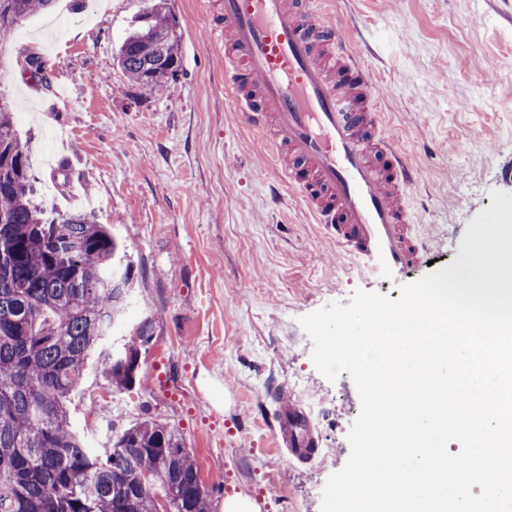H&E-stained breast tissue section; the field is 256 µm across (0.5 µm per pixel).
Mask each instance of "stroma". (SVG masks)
<instances>
[{"label":"stroma","mask_w":512,"mask_h":512,"mask_svg":"<svg viewBox=\"0 0 512 512\" xmlns=\"http://www.w3.org/2000/svg\"><path fill=\"white\" fill-rule=\"evenodd\" d=\"M145 0H56L0 45V85L46 216L90 213L134 265L125 327L143 316V387L119 391L89 364L68 402L72 426L101 447L112 423L152 417L196 456L210 512L249 496L260 512H320L328 477L350 456L360 411L349 374L327 380L300 317L356 291L396 299L450 264L491 193H512V0H328L381 89L378 107L423 181L406 200L431 236L428 260L393 277L336 256L289 191L272 199L273 162L224 96V55L206 37L217 0H169L182 31L180 75L136 96L116 50ZM35 52L69 85L59 97L23 70ZM312 410L321 453L308 464L273 446L272 394Z\"/></svg>","instance_id":"stroma-1"}]
</instances>
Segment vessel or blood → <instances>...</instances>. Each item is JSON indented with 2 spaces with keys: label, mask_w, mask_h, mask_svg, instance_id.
Returning a JSON list of instances; mask_svg holds the SVG:
<instances>
[{
  "label": "vessel or blood",
  "mask_w": 512,
  "mask_h": 512,
  "mask_svg": "<svg viewBox=\"0 0 512 512\" xmlns=\"http://www.w3.org/2000/svg\"><path fill=\"white\" fill-rule=\"evenodd\" d=\"M213 42L224 48V95L264 134L278 182L296 195L336 255L372 274L421 264L425 237L404 198L423 179L386 131L380 90L340 19L321 0H223ZM275 446L302 462L320 440L312 412L280 390Z\"/></svg>",
  "instance_id": "b4317fda"
}]
</instances>
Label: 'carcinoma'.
<instances>
[{"label": "carcinoma", "instance_id": "1", "mask_svg": "<svg viewBox=\"0 0 512 512\" xmlns=\"http://www.w3.org/2000/svg\"><path fill=\"white\" fill-rule=\"evenodd\" d=\"M54 0H0V38ZM131 85L152 94L182 66L181 33L168 0H147L119 47ZM0 91V512H208L192 449L151 418L112 427L87 447L67 401L98 352L118 390L143 382L131 344L104 351L125 321L135 285L125 250L83 213L50 222L32 205L27 154Z\"/></svg>", "mask_w": 512, "mask_h": 512}]
</instances>
